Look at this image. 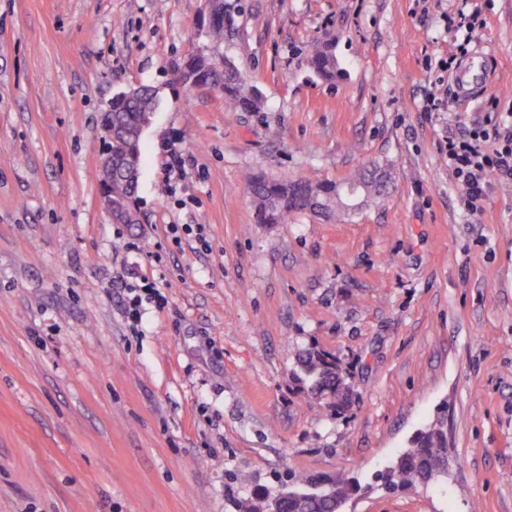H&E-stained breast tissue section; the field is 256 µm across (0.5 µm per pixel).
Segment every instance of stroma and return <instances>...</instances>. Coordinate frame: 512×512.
I'll use <instances>...</instances> for the list:
<instances>
[{
  "mask_svg": "<svg viewBox=\"0 0 512 512\" xmlns=\"http://www.w3.org/2000/svg\"><path fill=\"white\" fill-rule=\"evenodd\" d=\"M226 3L215 44L206 0H0V512H234L228 475L243 497L291 470L363 483L346 512H512V190L491 181L470 214L443 150L512 112V0ZM463 6L496 68L468 103L444 68ZM327 38L332 84L307 63ZM200 48L263 111L171 85ZM141 85L160 100L141 221L116 224L101 115ZM372 163L396 175L379 208L255 223L245 172L333 183ZM142 276L168 286L134 329ZM311 347L350 377L344 414L292 383ZM442 412L447 481L370 489Z\"/></svg>",
  "mask_w": 512,
  "mask_h": 512,
  "instance_id": "35a3bbf8",
  "label": "stroma"
}]
</instances>
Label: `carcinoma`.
Here are the masks:
<instances>
[{"label": "carcinoma", "instance_id": "cac0c4a2", "mask_svg": "<svg viewBox=\"0 0 512 512\" xmlns=\"http://www.w3.org/2000/svg\"><path fill=\"white\" fill-rule=\"evenodd\" d=\"M227 12L224 0L213 3V16L208 24L211 39H224L223 14ZM309 64L321 78H336L338 65L329 43L311 47ZM171 83L186 87L209 86L224 93V101L241 112H259L264 107L261 93L253 84L242 79L240 73L226 62L202 51L190 54L171 67ZM155 91L140 87L122 91L112 98L109 111L112 125L117 127L119 142L112 145V199L122 201L130 209H137V180L123 173L139 170L141 164V128L148 116L157 111ZM392 181L391 173L374 168L355 177L336 183L314 181L310 178L274 180L260 173H251L246 186L255 208L258 224H286L295 214L311 209L309 194L336 207V217L348 214L347 203L340 195L344 184H361L362 206L377 205L386 195ZM300 392L315 395L318 403L334 414L350 407L352 388L348 375L336 357L329 352L311 348L299 359L298 370L292 375ZM448 440L445 418L439 417L419 430L407 448L399 452L390 466L375 476L376 483L386 490L428 488L448 476ZM332 495L324 496L314 490L316 483L299 474H290L280 481L276 491H258L236 501V512H342L360 485L343 476L323 481Z\"/></svg>", "mask_w": 512, "mask_h": 512}]
</instances>
